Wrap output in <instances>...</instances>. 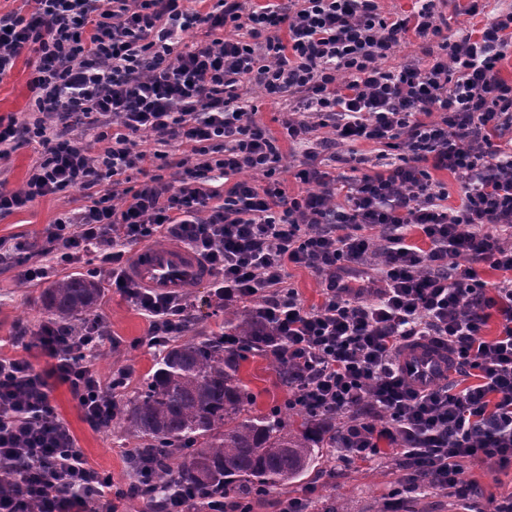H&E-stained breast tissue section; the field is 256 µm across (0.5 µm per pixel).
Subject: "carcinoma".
Here are the masks:
<instances>
[{"label": "carcinoma", "instance_id": "cac0c4a2", "mask_svg": "<svg viewBox=\"0 0 512 512\" xmlns=\"http://www.w3.org/2000/svg\"><path fill=\"white\" fill-rule=\"evenodd\" d=\"M102 294L99 282L73 275L48 290L47 306L74 332L89 321ZM241 351L271 339L252 316H239ZM237 354L217 339H190L168 347L113 427L138 440L131 469L149 463L160 484L174 478L200 490L213 488L241 504L301 477L324 448L336 447V429H325L303 410L300 420L253 411L255 396L238 376Z\"/></svg>", "mask_w": 512, "mask_h": 512}]
</instances>
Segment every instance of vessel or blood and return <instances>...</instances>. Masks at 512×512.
I'll use <instances>...</instances> for the list:
<instances>
[{"instance_id": "1", "label": "vessel or blood", "mask_w": 512, "mask_h": 512, "mask_svg": "<svg viewBox=\"0 0 512 512\" xmlns=\"http://www.w3.org/2000/svg\"><path fill=\"white\" fill-rule=\"evenodd\" d=\"M128 272L142 287L172 293L195 287L212 275L192 251L170 244L135 250ZM399 366L415 388L430 389L447 375L448 356L433 345L421 343L402 351Z\"/></svg>"}]
</instances>
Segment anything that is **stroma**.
Listing matches in <instances>:
<instances>
[{
	"mask_svg": "<svg viewBox=\"0 0 512 512\" xmlns=\"http://www.w3.org/2000/svg\"><path fill=\"white\" fill-rule=\"evenodd\" d=\"M30 73L28 63L21 59L12 73L0 80V117L20 118L26 113L31 100ZM247 98L258 108L256 120L278 139L285 165L281 179L285 180L289 192H298L301 185L291 171L294 157L283 137L282 112L262 93L251 92ZM82 203L77 192L40 198L23 210L0 217V239L11 243L34 241L46 225L65 217ZM44 264L50 269V277L39 282L21 280L17 270L0 266V355L24 354L39 372L47 366L46 357L35 345L20 349L18 332L23 328L36 331L49 321L50 314L44 306L46 289L52 282L76 273L96 275L101 282L108 277L106 269L100 268L95 259L64 262L50 256ZM185 296L197 317L192 336L211 338L223 332L225 315L211 298L208 285L187 289ZM92 316L103 321L108 330L96 360L101 379L110 380L113 370L125 367L132 372L130 392L137 391L144 375L155 364L156 351L147 342V321L136 306L114 288L105 289ZM239 376L256 397V412L286 413L285 401L291 392L271 357L249 353L240 363ZM50 400L74 433L91 466L111 477L114 490L127 489L133 481V474L126 466L127 453L134 447V439L110 428L92 429L84 421L67 385L53 383ZM405 479V470L399 467L397 457L389 448H382L374 459L356 466L344 465L339 450L327 448L318 463L300 479L251 499L250 512H275V500L293 498L308 499L310 512H333L337 507L345 508L346 512H492L497 503L512 494V469L501 470L484 462L465 466L461 482L474 488L465 498L435 488L408 493L403 489Z\"/></svg>",
	"mask_w": 512,
	"mask_h": 512,
	"instance_id": "35a3bbf8",
	"label": "stroma"
}]
</instances>
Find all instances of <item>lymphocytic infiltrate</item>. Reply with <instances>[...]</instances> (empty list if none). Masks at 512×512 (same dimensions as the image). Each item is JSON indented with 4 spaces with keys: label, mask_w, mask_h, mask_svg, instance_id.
I'll use <instances>...</instances> for the list:
<instances>
[{
    "label": "lymphocytic infiltrate",
    "mask_w": 512,
    "mask_h": 512,
    "mask_svg": "<svg viewBox=\"0 0 512 512\" xmlns=\"http://www.w3.org/2000/svg\"><path fill=\"white\" fill-rule=\"evenodd\" d=\"M31 2L27 14H0V80L26 57L33 94L32 117H0V159L25 145L36 153L22 187L0 182V216L74 191L84 204L34 242L0 241L23 280L48 276L39 257L97 249L109 286L162 348L195 314L184 296L132 281L123 248L182 243L214 271L220 307H243L271 330L288 406L345 415V462L369 461L384 441L417 484L451 492L467 464L512 469V80L502 75L512 9L469 0L482 25L455 31L437 0L393 19L379 0ZM194 28L204 40L182 46ZM410 33L420 56L386 67ZM254 88L283 104L303 191L288 193L276 138L240 104ZM175 142L185 148L177 159ZM358 142L395 162L363 171ZM132 170L145 177L135 189ZM216 172L229 187L212 185ZM292 265L321 278L319 307L291 287ZM485 267L502 272L495 286ZM105 334L99 320L78 336L47 322L35 333L47 370L0 357V512H117L111 478L50 401L52 382L66 384L91 428L108 425L132 374L115 370L103 385L95 355ZM422 340L472 385L415 389L397 361Z\"/></svg>",
    "instance_id": "f902f5d3"
}]
</instances>
